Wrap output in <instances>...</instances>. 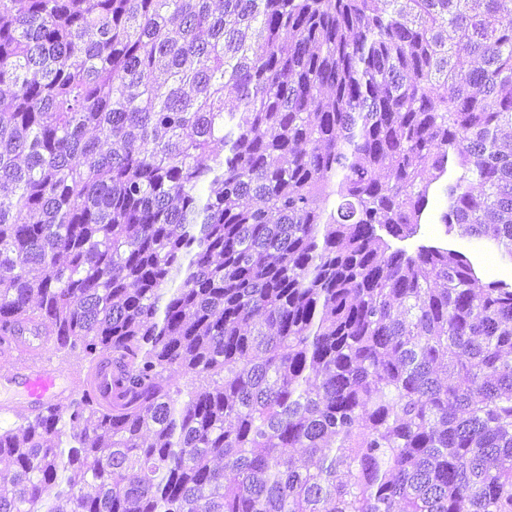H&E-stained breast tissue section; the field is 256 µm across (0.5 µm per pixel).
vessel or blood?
Here are the masks:
<instances>
[{
  "label": "vessel or blood",
  "instance_id": "1",
  "mask_svg": "<svg viewBox=\"0 0 512 512\" xmlns=\"http://www.w3.org/2000/svg\"><path fill=\"white\" fill-rule=\"evenodd\" d=\"M7 379L16 385L19 397L0 404V411L4 413L38 417L71 400L79 392L88 390L95 391L102 401L112 398V366L108 363L95 373L77 380L69 372L50 364L18 360Z\"/></svg>",
  "mask_w": 512,
  "mask_h": 512
}]
</instances>
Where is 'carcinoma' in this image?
I'll return each instance as SVG.
<instances>
[{
	"label": "carcinoma",
	"instance_id": "obj_1",
	"mask_svg": "<svg viewBox=\"0 0 512 512\" xmlns=\"http://www.w3.org/2000/svg\"><path fill=\"white\" fill-rule=\"evenodd\" d=\"M219 2L0 0V512H512V0ZM470 256L473 262L481 268L484 281L505 279L511 282L512 265L510 263H502L496 257L478 250H470ZM21 334L17 336L19 347L27 352L37 351L49 339L42 351L35 354H38L39 360L48 361L64 370L41 361L16 360L6 379L16 385L19 398L0 405L2 413L15 414L4 419L0 412L2 426L12 425L18 421L17 414L28 417L41 416L50 408L71 400L79 392H87L92 388L102 401L112 400V360L103 364L92 375H86L85 378L79 376L80 380L76 381L67 371L83 375V362L76 357H64L56 353L54 336L49 338L41 328L32 325L22 327Z\"/></svg>",
	"mask_w": 512,
	"mask_h": 512
}]
</instances>
